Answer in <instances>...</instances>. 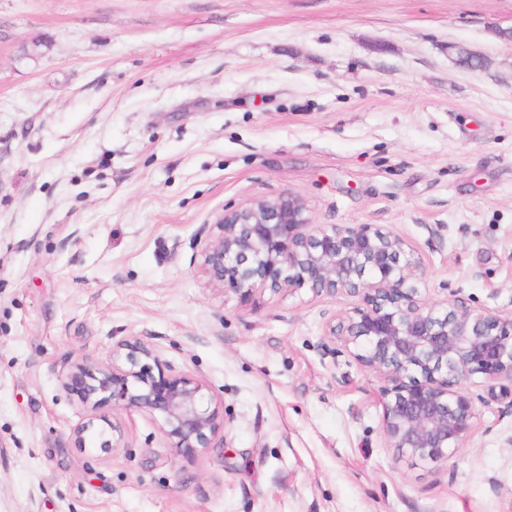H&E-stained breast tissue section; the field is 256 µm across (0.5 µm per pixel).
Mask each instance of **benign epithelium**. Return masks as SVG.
<instances>
[{
    "label": "benign epithelium",
    "mask_w": 512,
    "mask_h": 512,
    "mask_svg": "<svg viewBox=\"0 0 512 512\" xmlns=\"http://www.w3.org/2000/svg\"><path fill=\"white\" fill-rule=\"evenodd\" d=\"M457 62L485 66L465 48ZM216 226L219 233L202 242L199 264L213 288L242 302L304 288L359 298L351 312L327 321L326 349L348 354L380 379L385 447L399 455L448 460L474 433L476 402L498 397L497 382L512 393V310L428 302L420 291L423 263L402 237L371 224H314L292 193L226 210ZM476 379L488 384L487 395L467 386ZM61 387L91 412L110 402L160 418L178 456L213 447L224 429L219 407L204 405V382L173 373L138 337L119 342L108 366L75 361Z\"/></svg>",
    "instance_id": "7a95c632"
}]
</instances>
